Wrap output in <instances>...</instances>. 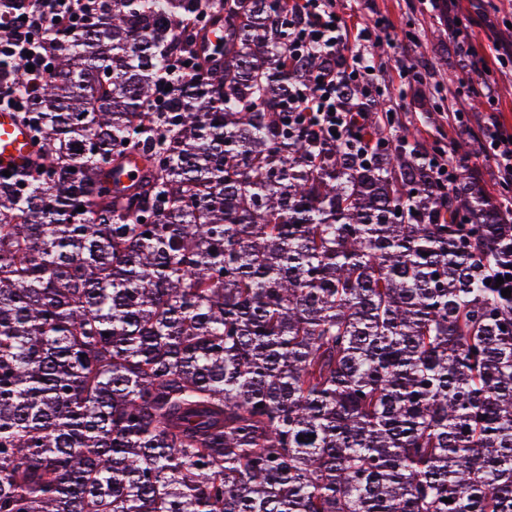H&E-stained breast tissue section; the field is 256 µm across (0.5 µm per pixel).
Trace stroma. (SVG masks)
<instances>
[{"label": "stroma", "mask_w": 512, "mask_h": 512, "mask_svg": "<svg viewBox=\"0 0 512 512\" xmlns=\"http://www.w3.org/2000/svg\"><path fill=\"white\" fill-rule=\"evenodd\" d=\"M339 13L356 22L385 16L395 42L372 46L377 65L378 99L397 112L406 133L424 145L440 144L455 152L463 168H479L485 185L499 191L498 173L481 149L479 129L454 135L445 113L450 102L463 98L471 111L483 106L468 88L475 78L471 61L462 60L449 23L426 0H336ZM451 14L468 25L473 59L493 60L512 48V0H453ZM412 64L424 74L414 86L405 85L401 64Z\"/></svg>", "instance_id": "1"}]
</instances>
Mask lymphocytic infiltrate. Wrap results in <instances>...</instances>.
<instances>
[{
    "mask_svg": "<svg viewBox=\"0 0 512 512\" xmlns=\"http://www.w3.org/2000/svg\"><path fill=\"white\" fill-rule=\"evenodd\" d=\"M81 4L82 0H21L18 12L0 24V69H24L22 77L0 81V108L27 111L30 96L49 75L61 45L82 30ZM287 4L300 17L292 35L289 62L314 51L330 58L341 53L346 60L343 69L322 70L310 90H293L288 96V117L310 127L317 139L345 137L365 114L361 106L346 104L336 87L351 85L361 89L364 96H372L370 70L375 62L364 46L380 41L389 28L379 17L352 29L337 12L336 0H287ZM484 105L480 123L483 150L495 165L502 185L508 187L512 185V133L500 121L493 94H486Z\"/></svg>",
    "mask_w": 512,
    "mask_h": 512,
    "instance_id": "f902f5d3",
    "label": "lymphocytic infiltrate"
}]
</instances>
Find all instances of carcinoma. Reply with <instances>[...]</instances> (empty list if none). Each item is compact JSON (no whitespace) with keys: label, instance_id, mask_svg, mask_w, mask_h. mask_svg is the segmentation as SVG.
Listing matches in <instances>:
<instances>
[{"label":"carcinoma","instance_id":"carcinoma-1","mask_svg":"<svg viewBox=\"0 0 512 512\" xmlns=\"http://www.w3.org/2000/svg\"><path fill=\"white\" fill-rule=\"evenodd\" d=\"M208 6L213 40L200 0H96L22 114L0 512H512V208L380 100L312 142L284 105L328 61L288 63L284 0ZM176 49L202 68L154 112ZM430 165L438 181L451 186L459 177V169L457 159L454 153L441 152L436 155L429 156ZM436 161V164H433Z\"/></svg>","mask_w":512,"mask_h":512}]
</instances>
